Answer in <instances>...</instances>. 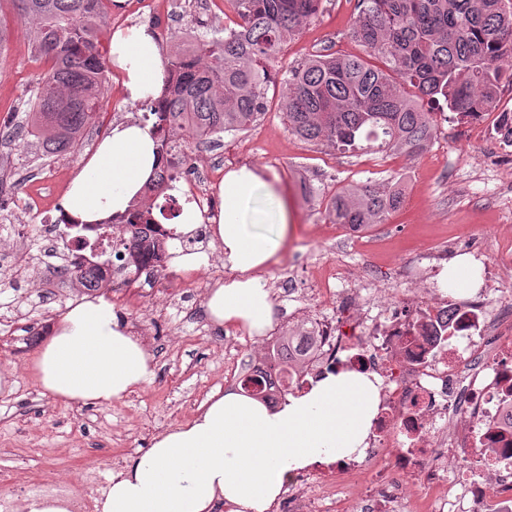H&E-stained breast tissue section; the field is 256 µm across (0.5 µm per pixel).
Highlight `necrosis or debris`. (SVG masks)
Here are the masks:
<instances>
[{"instance_id": "necrosis-or-debris-1", "label": "necrosis or debris", "mask_w": 512, "mask_h": 512, "mask_svg": "<svg viewBox=\"0 0 512 512\" xmlns=\"http://www.w3.org/2000/svg\"><path fill=\"white\" fill-rule=\"evenodd\" d=\"M104 249L121 256L113 285L136 287L168 267L171 242L153 238L147 263L127 255L112 236ZM480 264V289L466 299L441 288L444 271L433 253L394 267L379 313L360 293L335 294L341 261L318 274L319 300L335 299L334 318H308L315 348L292 388L309 387L326 370L377 374L380 402L359 461L318 465L290 482L276 512H512V290L498 270L512 266V239L458 242ZM418 282L413 302L401 284ZM59 496L69 512H97L105 492L88 467H55L15 490L0 469V512H16L20 493Z\"/></svg>"}]
</instances>
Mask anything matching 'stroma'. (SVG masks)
<instances>
[{"label": "stroma", "mask_w": 512, "mask_h": 512, "mask_svg": "<svg viewBox=\"0 0 512 512\" xmlns=\"http://www.w3.org/2000/svg\"><path fill=\"white\" fill-rule=\"evenodd\" d=\"M156 17L139 0H114L99 34L117 28L151 25L165 51L193 41L201 30L224 27V0H155ZM354 0H324L303 33L290 41L283 67L300 64L330 50L360 53L348 35ZM0 365L24 363L13 392H0V468L25 483L37 464L69 462L94 467L111 479L131 458L143 455L160 434L191 421L214 392H236L243 363L258 359L278 329L288 326V313L274 306L273 327L263 335L219 326L205 308L208 289L230 277L223 250L209 241L205 266L186 270L169 262L155 280L142 281L140 297L104 291L122 326L152 354L154 377L143 387L109 406L66 405L47 395L31 364L53 335L61 317L84 303L59 271L60 259L44 263L43 249L58 248L48 229L49 215L59 214L65 189L98 143L117 123L142 119L144 107L124 98L120 77L109 71L107 112L89 123L77 145L57 156H42L40 144L25 124L32 89L47 63L33 43V26L20 18L12 0H0ZM435 141L408 158L381 153L348 156L289 134L277 106L246 130L225 133L217 152L192 155L191 167L211 171L207 184L216 191L225 171L242 165L277 178L288 198L293 229L264 276L273 295L292 281L297 306H310V290L319 269L343 256L351 277L349 288L366 299L378 296L367 270L412 262L419 252L435 248L448 256L455 239L512 235V160L494 171L479 163L494 147L478 141L469 126L450 112L435 111ZM394 178L404 204L386 223L328 239L326 203L336 187L347 183ZM171 288L168 304L150 302L151 289Z\"/></svg>", "instance_id": "35a3bbf8"}]
</instances>
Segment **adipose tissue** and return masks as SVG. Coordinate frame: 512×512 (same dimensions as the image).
<instances>
[{
    "mask_svg": "<svg viewBox=\"0 0 512 512\" xmlns=\"http://www.w3.org/2000/svg\"><path fill=\"white\" fill-rule=\"evenodd\" d=\"M126 100L154 99L163 81L154 31L131 26L108 35ZM157 161L151 123L117 124L72 178L62 199L76 224L125 212ZM224 206L212 220L231 278L210 289L209 317L262 334L273 322L264 276L290 230L288 201L258 169L241 166L219 185ZM33 371L62 403L111 405L149 382L152 355L121 327L110 301L71 308L41 348ZM377 375L329 373L278 410L238 393H214L195 418L156 438L147 453L113 474L101 512H268L291 476L318 464L361 459L380 397Z\"/></svg>",
    "mask_w": 512,
    "mask_h": 512,
    "instance_id": "1",
    "label": "adipose tissue"
}]
</instances>
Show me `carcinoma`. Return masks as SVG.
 Returning a JSON list of instances; mask_svg holds the SVG:
<instances>
[{
    "instance_id": "carcinoma-1",
    "label": "carcinoma",
    "mask_w": 512,
    "mask_h": 512,
    "mask_svg": "<svg viewBox=\"0 0 512 512\" xmlns=\"http://www.w3.org/2000/svg\"><path fill=\"white\" fill-rule=\"evenodd\" d=\"M36 25L37 52L48 63L26 121L45 153L74 147L102 110L107 62L96 29L112 0H14ZM322 0H225L234 15L224 36L200 35L176 47L164 63L161 93L150 114L158 154L168 158L169 133L183 144L245 130L269 110L271 76L287 42L317 16ZM348 33L361 56L318 53L282 73L278 109L288 132L342 154L375 152L414 157L434 141L431 107L460 122L472 112H495L502 63L512 58V0H355ZM158 167L134 201L113 220L137 254L147 251L145 228L157 226L146 192L165 190ZM403 204L399 183L345 185L327 205L332 223L354 230L383 224ZM80 247H93L94 224H72ZM73 284L100 288V269H64ZM314 345L305 327L286 329L268 345L263 364L239 378L256 399L286 397L272 373L296 371Z\"/></svg>"
}]
</instances>
